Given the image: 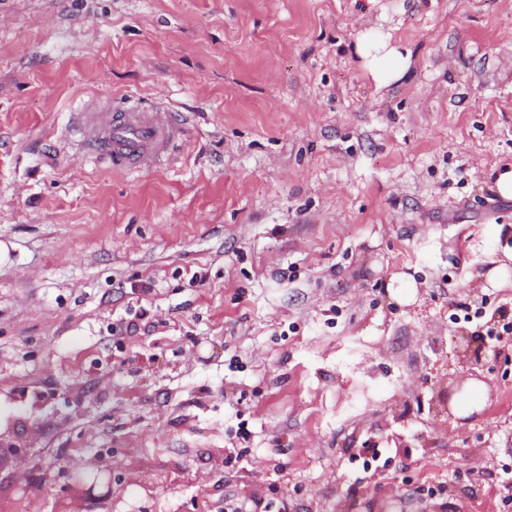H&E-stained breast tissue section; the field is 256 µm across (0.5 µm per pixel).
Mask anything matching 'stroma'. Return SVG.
Instances as JSON below:
<instances>
[{"mask_svg": "<svg viewBox=\"0 0 512 512\" xmlns=\"http://www.w3.org/2000/svg\"><path fill=\"white\" fill-rule=\"evenodd\" d=\"M122 98L185 116L173 163L78 146ZM0 134L1 504L85 457L91 512H512V0H0ZM371 71L378 82L388 84L398 80L410 65V56L404 55L397 48H388L385 42L372 46ZM91 474V479L85 482V498L80 501H74V508L76 510L73 511L75 512L84 511L83 509L86 502L101 506L108 500L112 486V463L109 460L103 459L93 468ZM97 486L106 488V492L95 495L94 490Z\"/></svg>", "mask_w": 512, "mask_h": 512, "instance_id": "1", "label": "stroma"}]
</instances>
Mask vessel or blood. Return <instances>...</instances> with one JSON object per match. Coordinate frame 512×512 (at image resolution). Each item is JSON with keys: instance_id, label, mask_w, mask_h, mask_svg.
I'll list each match as a JSON object with an SVG mask.
<instances>
[{"instance_id": "vessel-or-blood-1", "label": "vessel or blood", "mask_w": 512, "mask_h": 512, "mask_svg": "<svg viewBox=\"0 0 512 512\" xmlns=\"http://www.w3.org/2000/svg\"><path fill=\"white\" fill-rule=\"evenodd\" d=\"M73 127L89 149L125 172L157 166L183 132L174 114L138 103L91 105L75 113Z\"/></svg>"}]
</instances>
